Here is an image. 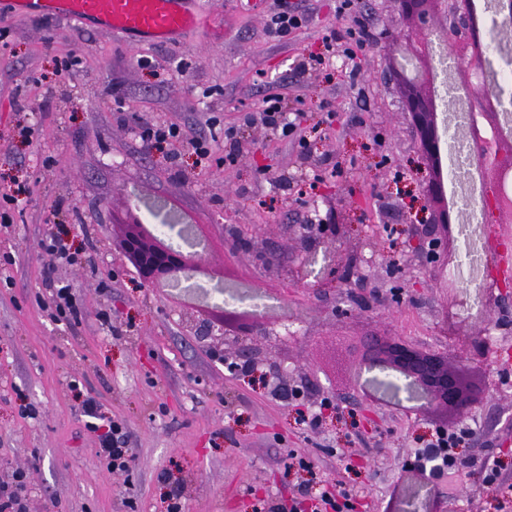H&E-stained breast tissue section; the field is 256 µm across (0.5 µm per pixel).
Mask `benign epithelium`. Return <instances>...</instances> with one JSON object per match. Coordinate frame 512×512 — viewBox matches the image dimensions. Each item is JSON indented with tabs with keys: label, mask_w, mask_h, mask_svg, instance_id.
<instances>
[{
	"label": "benign epithelium",
	"mask_w": 512,
	"mask_h": 512,
	"mask_svg": "<svg viewBox=\"0 0 512 512\" xmlns=\"http://www.w3.org/2000/svg\"><path fill=\"white\" fill-rule=\"evenodd\" d=\"M394 11L403 16L410 27L404 31L405 44L396 48L388 59V69L402 79L407 94L403 101L405 114L416 138L422 160L423 178L418 217L411 222L409 239L411 252L422 264L438 263L441 275L436 287L446 291L453 307L464 308L467 299L456 280L448 275L454 264L457 235L462 233L463 213L450 211L441 203L442 180L433 168L441 157L440 140L454 112L437 108V81L442 53L452 55L464 68L450 75L452 81L474 87L487 82L490 65L487 58L486 17L471 9L472 0H388ZM486 8L493 10L505 29L512 27V0H487ZM467 111L477 112L481 123L470 121L462 125L471 166L481 169L482 182L488 189L487 211L494 224H512V133L503 130L504 114L499 98L480 92L467 100ZM299 262L288 267V276L305 281L312 276L319 280L340 271L352 263V256L335 248L318 250L312 245V233L321 231L334 240L340 233L338 224H299ZM488 224L472 226L475 244L488 255H495L503 243H494ZM198 256L173 247L143 257L145 278L160 273L170 287L194 279ZM484 296L480 320L483 329L477 333L462 330L459 317L445 321L446 334L457 341L460 353L430 352L401 341L396 336L374 333L360 340V360L368 370L378 369L389 376L407 382L424 401L423 410L438 402L465 414L487 399L486 390H478L470 399H461L460 370H470L473 356L489 358L497 354V346L486 339L490 327L496 326L495 311L512 285L483 269L479 275ZM238 319L222 315L221 325L195 324V331L229 349L228 336L235 331ZM235 362L254 370L265 364L258 350L239 345L234 348Z\"/></svg>",
	"instance_id": "7a95c632"
}]
</instances>
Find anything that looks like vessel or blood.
<instances>
[{
  "label": "vessel or blood",
  "mask_w": 512,
  "mask_h": 512,
  "mask_svg": "<svg viewBox=\"0 0 512 512\" xmlns=\"http://www.w3.org/2000/svg\"><path fill=\"white\" fill-rule=\"evenodd\" d=\"M13 5L26 16L93 21L133 41L171 40L202 24L195 0H13Z\"/></svg>",
  "instance_id": "vessel-or-blood-1"
}]
</instances>
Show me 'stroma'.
<instances>
[{
  "mask_svg": "<svg viewBox=\"0 0 512 512\" xmlns=\"http://www.w3.org/2000/svg\"><path fill=\"white\" fill-rule=\"evenodd\" d=\"M269 2L206 0L203 29L133 45L90 23L15 13L0 0V196L20 184L30 190L14 222L0 224V476L31 470L32 512H165L163 472L182 485L185 512H251L253 498H291L305 480L284 465L292 450L315 459L327 489L358 492L369 512H383L400 480L414 496L405 512H423L434 499L447 512H496L478 470L454 499L445 479L414 478L405 463L415 438L432 431L430 418L405 407L407 391L392 394L387 376L356 378L334 359L335 347L353 350L375 329L452 347L440 332L448 299L431 285L435 272L402 262L407 235L394 241L384 230L409 220L403 201L385 198L386 165L400 166L410 191H421L412 133L386 74L389 35L404 23L386 0H358L354 19L337 15V0H299L307 26L275 40L265 30ZM358 18L374 40L351 61L344 42L325 38ZM324 53L329 67L309 65ZM70 56L79 64L59 75ZM142 56L152 67L139 64ZM199 87L211 97L198 98ZM274 93L302 112L306 147L250 126L234 163L203 169L180 153V180L170 153L139 145L136 114L205 134L215 119L237 125ZM22 121L36 129L32 142L13 137ZM132 213L155 224L195 223L182 249L224 278L162 292L139 285L112 246L116 225ZM313 215L339 218L342 240L359 246L351 271L321 291L287 277L288 227ZM58 221L75 225L77 245L92 247L97 279L54 267L40 249ZM257 227L256 257L235 255L236 236ZM49 266L79 288V326L39 306ZM347 291L367 293L368 303L335 315ZM184 294L191 303L177 304ZM224 304L254 312L290 384L305 386L312 402L332 401L318 432L296 424L293 406L271 387L232 376L190 330V315ZM107 311L122 335L102 327ZM478 367L489 399L460 424L476 433L472 459L507 460L512 501V344ZM75 383L124 421L137 454L130 475L99 463ZM29 404L35 415L25 413ZM345 456L354 473L345 472Z\"/></svg>",
  "mask_w": 512,
  "mask_h": 512,
  "instance_id": "1",
  "label": "stroma"
}]
</instances>
